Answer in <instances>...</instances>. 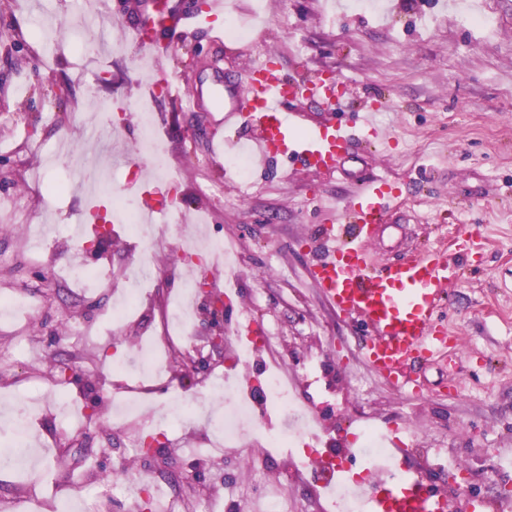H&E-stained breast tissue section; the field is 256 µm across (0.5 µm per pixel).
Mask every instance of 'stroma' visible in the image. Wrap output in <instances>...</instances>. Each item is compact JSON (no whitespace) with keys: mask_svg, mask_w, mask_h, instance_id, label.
<instances>
[{"mask_svg":"<svg viewBox=\"0 0 512 512\" xmlns=\"http://www.w3.org/2000/svg\"><path fill=\"white\" fill-rule=\"evenodd\" d=\"M174 39L166 62L177 96H161L155 123L169 145L175 191L147 178L164 203L154 223L170 230L154 258L159 292L140 298L123 323L103 332L112 304L138 268L139 238L123 225L98 237L84 217L88 198L78 183L65 196L40 189L45 176L66 178L72 153L96 160L101 141H115L134 158L141 138L137 106L146 91L139 51L116 54L113 40L150 12L149 0H0V254L17 264L0 268V300L24 295L33 316L0 321V348L34 336L25 362L0 370V430L16 410L31 420L42 463L19 474L0 466V512H87L85 490L101 492L100 512H156L145 495L121 489V468L148 474L162 486L176 512H254L271 488L288 497L290 512H330L324 492L294 481L285 450L250 454L206 447L209 416L219 403L210 395L218 376L246 374L261 383L273 355L288 358L302 376L299 399L312 406L328 435L351 441L357 424L411 430L423 448H443L462 467L424 468L427 483L456 488L475 475L474 494H512V0H378L364 10L358 0H229L225 14L255 18L256 42L286 77L332 72L346 83L339 114L353 126L366 107L385 136L371 152L351 148L336 167L315 169L299 157L271 154L253 166L252 194L235 200L223 156L210 141L223 138L234 152L237 129L222 115L193 103L196 81L224 73L246 78L252 50L215 42L222 22L200 21L190 0H169ZM465 12L492 14L478 29ZM82 26L86 48L76 51L67 32ZM125 106L122 118L109 107ZM387 178L399 197L370 244L377 264L427 250L455 252L461 268L438 310L440 324L458 339L455 354L441 351L411 366L416 393L395 390L367 365L359 322L345 319L323 297L312 277L319 232L335 223L357 187ZM208 221L238 256L237 291L224 293V272L177 256L174 230L192 234ZM44 228L39 264L23 261L29 227ZM77 262L104 281L84 292L56 279ZM206 281L184 347L187 363L165 379L201 417L175 420L155 455L129 451L137 426L116 427L112 393L124 379L118 357H133L137 344L158 335L157 313L179 294L186 278ZM224 309L228 335L216 349L209 316ZM253 322L271 337V351L247 369L231 360L237 329ZM85 324L81 349L66 337L68 324ZM67 362L65 383L57 365ZM89 413L83 424L61 416V401Z\"/></svg>","mask_w":512,"mask_h":512,"instance_id":"obj_1","label":"stroma"}]
</instances>
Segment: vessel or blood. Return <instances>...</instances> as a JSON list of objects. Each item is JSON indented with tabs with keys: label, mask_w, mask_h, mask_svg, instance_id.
<instances>
[{
	"label": "vessel or blood",
	"mask_w": 512,
	"mask_h": 512,
	"mask_svg": "<svg viewBox=\"0 0 512 512\" xmlns=\"http://www.w3.org/2000/svg\"><path fill=\"white\" fill-rule=\"evenodd\" d=\"M204 95L222 112L226 124L251 128L245 148L262 158L279 151L300 157L309 167L328 168L363 136L379 134L373 113L367 110L357 126L320 122L310 127L305 142H295L290 133L303 116L285 111L286 99L316 97L332 109L344 102L334 82L317 74L291 80L255 76L245 86L220 83L191 93L195 99ZM390 200L384 180L360 185L336 224L324 229L312 275L332 307L366 328L362 351L369 366L400 388L411 361L426 360L449 343L437 308L458 279L460 267L452 257L432 251L376 266L368 244L383 223ZM369 493L376 512H441L443 505L442 493L429 490L419 478L402 484L381 475Z\"/></svg>",
	"instance_id": "vessel-or-blood-1"
}]
</instances>
